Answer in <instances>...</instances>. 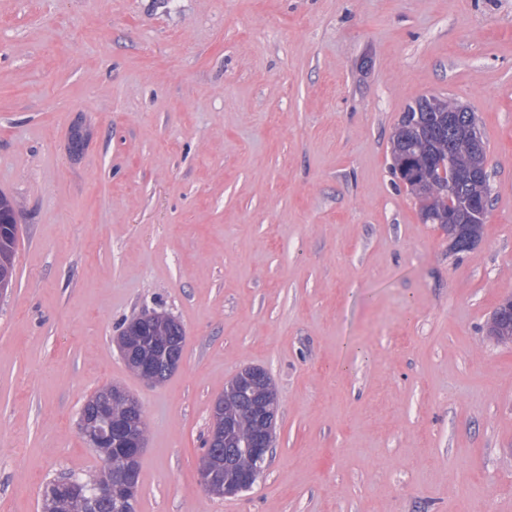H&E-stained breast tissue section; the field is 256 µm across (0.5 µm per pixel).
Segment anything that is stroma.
Returning <instances> with one entry per match:
<instances>
[{
  "label": "stroma",
  "mask_w": 512,
  "mask_h": 512,
  "mask_svg": "<svg viewBox=\"0 0 512 512\" xmlns=\"http://www.w3.org/2000/svg\"><path fill=\"white\" fill-rule=\"evenodd\" d=\"M479 118L491 201L455 252L391 170L409 103ZM0 512L102 465L80 409L148 416L138 512H512V0H0ZM185 330L151 385L116 338ZM246 366L278 398L234 497L198 469ZM18 208L16 201L0 192V283L13 285L17 246ZM1 286L0 297L6 292ZM498 317L501 319L497 318ZM512 318V305L509 301H502L495 311L487 325V332L490 336L501 343L512 342V320H505Z\"/></svg>",
  "instance_id": "1"
}]
</instances>
